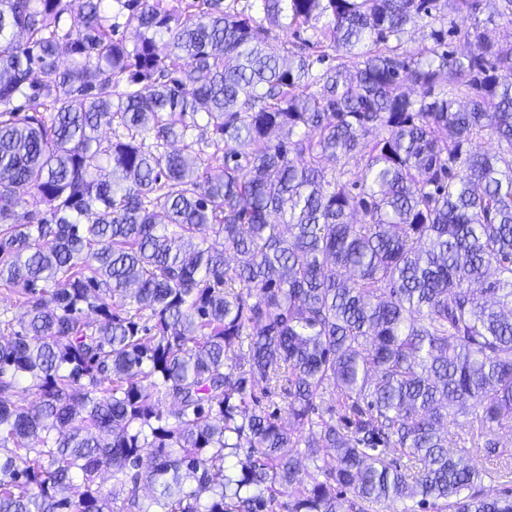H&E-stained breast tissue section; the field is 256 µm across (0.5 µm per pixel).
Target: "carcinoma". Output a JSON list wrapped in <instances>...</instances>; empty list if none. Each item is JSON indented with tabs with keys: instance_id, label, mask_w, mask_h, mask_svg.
I'll use <instances>...</instances> for the list:
<instances>
[{
	"instance_id": "1",
	"label": "carcinoma",
	"mask_w": 512,
	"mask_h": 512,
	"mask_svg": "<svg viewBox=\"0 0 512 512\" xmlns=\"http://www.w3.org/2000/svg\"><path fill=\"white\" fill-rule=\"evenodd\" d=\"M452 2L0 0V512H512V0ZM432 27L435 29H448L449 32L455 30L456 27H464L462 15L455 11L454 5L450 0H448V8L444 12L439 13L435 20L428 18L423 24L407 27L402 37L403 49H406L408 52H416L422 46L430 44L431 41L428 35ZM473 462L476 468L483 473L482 486L485 494L496 496L506 489H512V459H508L507 465L489 461L482 454L474 455Z\"/></svg>"
}]
</instances>
